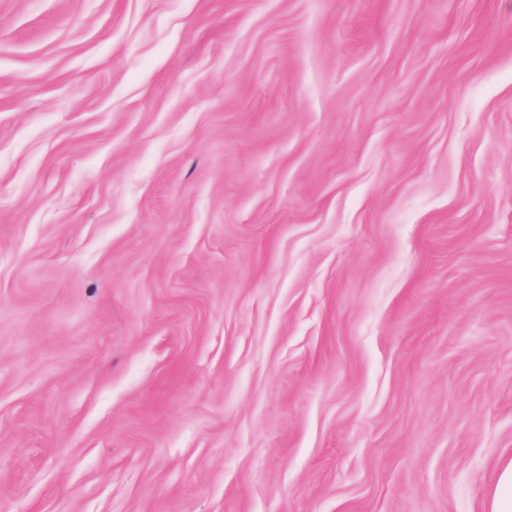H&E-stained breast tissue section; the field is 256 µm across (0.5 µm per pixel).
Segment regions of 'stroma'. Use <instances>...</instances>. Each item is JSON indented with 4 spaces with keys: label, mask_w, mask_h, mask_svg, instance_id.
I'll return each instance as SVG.
<instances>
[{
    "label": "stroma",
    "mask_w": 512,
    "mask_h": 512,
    "mask_svg": "<svg viewBox=\"0 0 512 512\" xmlns=\"http://www.w3.org/2000/svg\"><path fill=\"white\" fill-rule=\"evenodd\" d=\"M512 453V0H0V512H483Z\"/></svg>",
    "instance_id": "stroma-1"
}]
</instances>
